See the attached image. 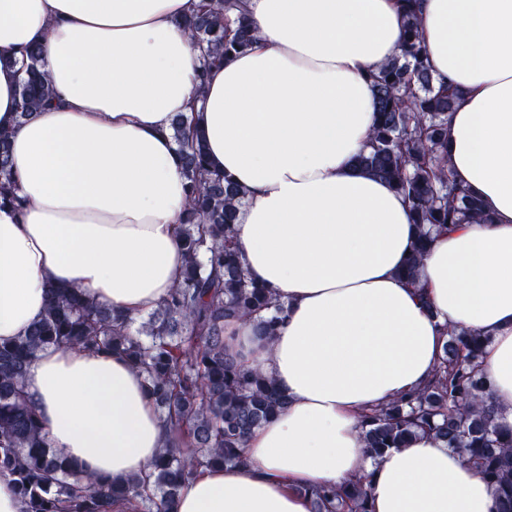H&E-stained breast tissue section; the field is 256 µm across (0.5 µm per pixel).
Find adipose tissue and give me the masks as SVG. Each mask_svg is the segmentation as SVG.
<instances>
[{
	"instance_id": "ef3b65f1",
	"label": "adipose tissue",
	"mask_w": 512,
	"mask_h": 512,
	"mask_svg": "<svg viewBox=\"0 0 512 512\" xmlns=\"http://www.w3.org/2000/svg\"><path fill=\"white\" fill-rule=\"evenodd\" d=\"M199 0H0V131L22 209L0 207V342L45 312L47 283L129 318L185 264L186 181L172 138L200 71L184 27ZM436 82L459 93L448 165L483 222L439 234L419 287L398 275L416 228L403 195L353 166L374 123L367 75L398 50V0H246L258 41L211 69L209 161L246 196L235 237L285 312L272 338L224 325L288 408L249 437L250 465L182 487L178 512H309L306 487L367 474L370 512H496L493 487L424 434L368 458L359 416L431 379L446 331L486 336L489 400L512 426V0H419ZM41 50L55 103L21 118L23 50ZM47 441L115 479L165 443L142 375L118 353L39 351L25 380Z\"/></svg>"
}]
</instances>
